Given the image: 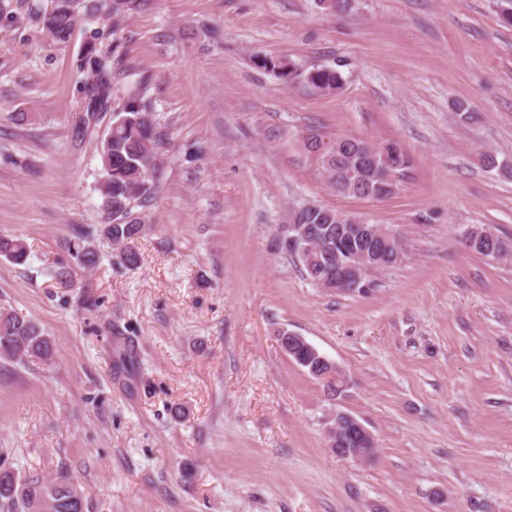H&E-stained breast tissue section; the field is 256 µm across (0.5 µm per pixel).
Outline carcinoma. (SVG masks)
<instances>
[{"mask_svg":"<svg viewBox=\"0 0 512 512\" xmlns=\"http://www.w3.org/2000/svg\"><path fill=\"white\" fill-rule=\"evenodd\" d=\"M130 2L132 0H53L51 9H35L29 18L53 41L64 44L71 39L79 15L110 17L112 28L116 30ZM86 64L96 76V83L78 118L82 131L108 109L111 97L109 57L97 53L91 46L87 50ZM253 64L288 78L290 84L299 78L321 93L331 94L342 86V76L333 68L316 67L300 72L292 61L265 54L254 55ZM161 142L157 119L145 102L130 98L121 110L112 113V141L103 144L98 183L102 223L94 229L83 225L74 229L65 245L66 258L58 260L51 271L60 287L74 286L76 269L91 270L98 266L100 254L96 239L99 237L111 244L121 265L128 269L141 266L143 258L138 241L145 230L144 209L155 193L154 177ZM339 142L343 144L341 151L334 153L328 149L322 155L331 187L344 197L385 198L391 195L389 183L384 180H372L367 186L346 180L345 174L353 161L371 144L356 138H341ZM351 219L365 223L353 213L315 204L301 205L288 215V223L292 226L325 229L332 239L336 225ZM475 232L482 238V245L471 247L472 251L486 257L501 252V241L490 229L482 227ZM0 256L16 265H24L29 254L21 239L0 236ZM52 353V341L38 323L14 309L0 310L1 358L21 362L27 356L48 359ZM85 509L83 492L66 476L54 480L22 477L9 467H0V512H85Z\"/></svg>","mask_w":512,"mask_h":512,"instance_id":"1","label":"carcinoma"}]
</instances>
